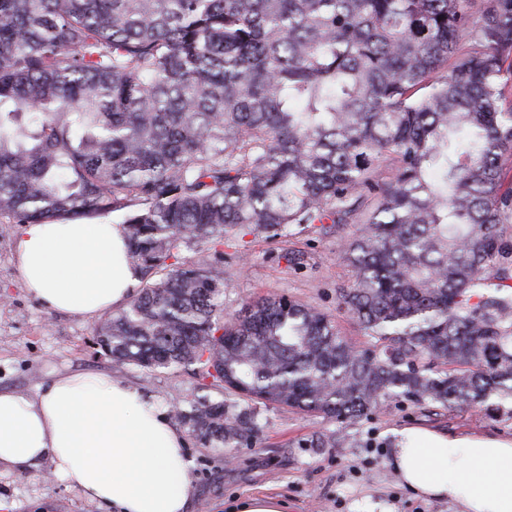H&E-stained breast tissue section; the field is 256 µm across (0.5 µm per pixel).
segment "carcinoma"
<instances>
[{
  "mask_svg": "<svg viewBox=\"0 0 512 512\" xmlns=\"http://www.w3.org/2000/svg\"><path fill=\"white\" fill-rule=\"evenodd\" d=\"M511 159L512 0H0V233L122 213L144 286L97 344L197 374L170 416L226 457L259 404L512 417ZM346 224L368 350L285 297L226 319L180 261Z\"/></svg>",
  "mask_w": 512,
  "mask_h": 512,
  "instance_id": "1",
  "label": "carcinoma"
}]
</instances>
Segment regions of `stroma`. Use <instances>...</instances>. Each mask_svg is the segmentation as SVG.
Segmentation results:
<instances>
[{
  "label": "stroma",
  "instance_id": "1",
  "mask_svg": "<svg viewBox=\"0 0 512 512\" xmlns=\"http://www.w3.org/2000/svg\"><path fill=\"white\" fill-rule=\"evenodd\" d=\"M355 230L351 224L328 235L308 229L284 240L259 236L244 260L229 245L210 254V261L224 269L225 314L233 315L248 300L286 295L333 315L357 349L370 347L371 337L337 306L339 291L353 284L342 245ZM21 233L17 224L9 234H0L1 389L33 395L60 374H107L164 408L191 396L198 384L192 374L121 367L103 355L94 336L107 313H55L33 298L17 268ZM287 251L299 257V265L286 262ZM257 411L262 433L232 458L188 437L185 454L195 484L189 512H230L235 500L251 496L281 498L288 512H372L377 504L388 512H454L448 502L421 499L399 482L392 467L396 430L421 426L450 435L512 438V419L504 415L391 402L348 427L345 447L318 450L308 447V440L336 431V424L277 405H261ZM0 503L8 512H111L53 475L46 461L22 473L1 472Z\"/></svg>",
  "mask_w": 512,
  "mask_h": 512
}]
</instances>
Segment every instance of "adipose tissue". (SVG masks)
I'll return each mask as SVG.
<instances>
[{"label":"adipose tissue","mask_w":512,"mask_h":512,"mask_svg":"<svg viewBox=\"0 0 512 512\" xmlns=\"http://www.w3.org/2000/svg\"><path fill=\"white\" fill-rule=\"evenodd\" d=\"M17 265L53 312L93 316L125 305L140 269L120 222L25 225ZM186 438L140 391L99 374H64L36 396L0 388V470L49 460L53 472L112 512H187L194 496ZM399 481L458 512H512V439L397 431Z\"/></svg>","instance_id":"obj_1"}]
</instances>
